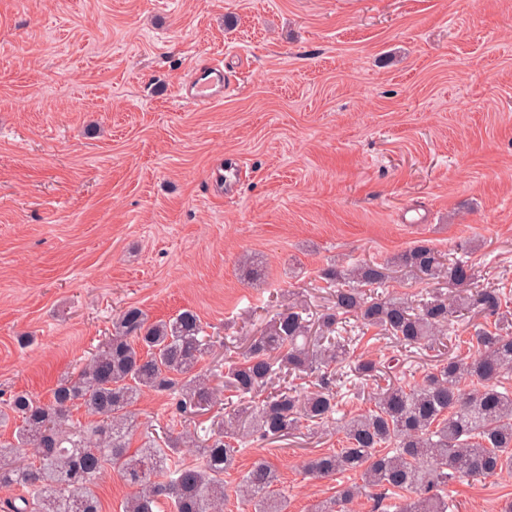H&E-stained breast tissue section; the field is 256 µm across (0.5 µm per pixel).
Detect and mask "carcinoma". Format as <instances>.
Listing matches in <instances>:
<instances>
[{
  "label": "carcinoma",
  "instance_id": "1",
  "mask_svg": "<svg viewBox=\"0 0 512 512\" xmlns=\"http://www.w3.org/2000/svg\"><path fill=\"white\" fill-rule=\"evenodd\" d=\"M420 282L448 285V292L416 302L391 296L387 268L362 264L351 270L331 268L327 280L341 279L375 287L374 295L350 286L336 288L332 312L312 329L296 304L277 314L268 330L250 339L243 360L228 367L213 385L196 371L213 341L203 335L197 314L185 309L169 320L149 321L138 307L125 309L113 323L112 337L91 353L73 378L61 379L43 403L25 391L3 400L0 424L18 421L14 442L0 445V488L22 493L3 502L7 512H102L96 493L99 477L112 469L134 488L123 512H154L157 497L168 498L172 512H222L224 472L234 465L248 437L276 439L303 424L319 426L339 411L330 377L338 374L376 377L381 363L352 359L358 338L346 335L350 320L375 328L396 346L434 347L449 335L463 311L485 317L499 314L503 293L480 288L468 261L445 258L434 248L416 245L395 259ZM478 346L468 362L441 361L416 386L388 383L371 396L373 409L342 421L345 447L310 458L305 474L315 478L352 473L362 484L345 485L336 498L313 512H345L359 495L376 497L390 489L414 497L398 512H448V486L464 478H487L512 471V393L499 390L500 378L512 370V336L480 329L471 337ZM319 374L320 389L301 395L292 387L264 391L281 373ZM477 386L466 390L462 382ZM236 393L232 418L243 430H224L216 421L211 436L196 444L202 463H179L167 457L179 452L184 433L168 432L165 447L148 441L130 452L134 406L147 391L178 394L176 411L183 417L210 411L219 388ZM86 408L96 420L74 422L72 410ZM276 470L254 463L242 483L253 512H287L276 492Z\"/></svg>",
  "mask_w": 512,
  "mask_h": 512
}]
</instances>
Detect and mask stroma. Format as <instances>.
<instances>
[{"label": "stroma", "mask_w": 512, "mask_h": 512, "mask_svg": "<svg viewBox=\"0 0 512 512\" xmlns=\"http://www.w3.org/2000/svg\"><path fill=\"white\" fill-rule=\"evenodd\" d=\"M219 56L223 100L185 106ZM219 161L246 170L233 196ZM418 244L512 308V0H0V391L49 401L130 306L195 311L222 340L199 367L225 373L288 303L332 307L328 268L446 290L393 267ZM469 354L417 350L395 376ZM135 413L136 449L183 425L165 393ZM342 446L333 421L245 443L223 512H250L259 460L311 512L356 477L303 464ZM450 491L453 512H512V472Z\"/></svg>", "instance_id": "1"}]
</instances>
